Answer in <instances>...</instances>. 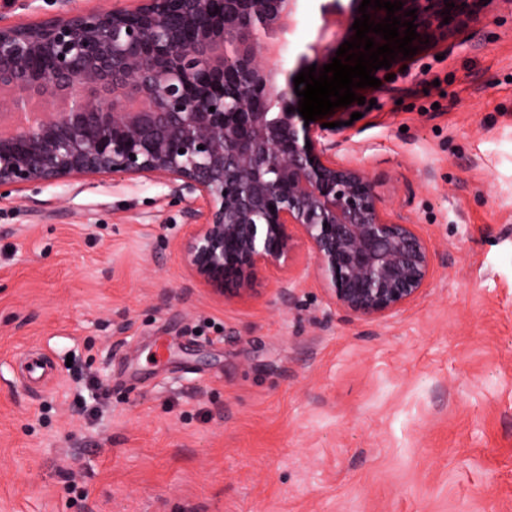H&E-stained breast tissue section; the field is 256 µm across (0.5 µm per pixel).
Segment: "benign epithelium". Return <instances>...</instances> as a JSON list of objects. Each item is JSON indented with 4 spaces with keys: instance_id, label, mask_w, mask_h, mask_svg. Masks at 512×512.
<instances>
[{
    "instance_id": "benign-epithelium-1",
    "label": "benign epithelium",
    "mask_w": 512,
    "mask_h": 512,
    "mask_svg": "<svg viewBox=\"0 0 512 512\" xmlns=\"http://www.w3.org/2000/svg\"><path fill=\"white\" fill-rule=\"evenodd\" d=\"M57 2L47 18L0 23V188L159 180L203 203L186 212L180 250L219 297L254 295L299 247L328 300L354 316L419 297L430 244L388 212L364 168L336 161L323 128L287 112V43L274 37L296 26L297 0ZM401 2L394 16L417 25L416 44L482 0Z\"/></svg>"
}]
</instances>
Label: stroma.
<instances>
[{
  "label": "stroma",
  "instance_id": "1",
  "mask_svg": "<svg viewBox=\"0 0 512 512\" xmlns=\"http://www.w3.org/2000/svg\"><path fill=\"white\" fill-rule=\"evenodd\" d=\"M352 10L299 0L281 82ZM376 76L325 120L433 250L384 316L311 271L213 296L157 182L0 196V512H512V0Z\"/></svg>",
  "mask_w": 512,
  "mask_h": 512
}]
</instances>
